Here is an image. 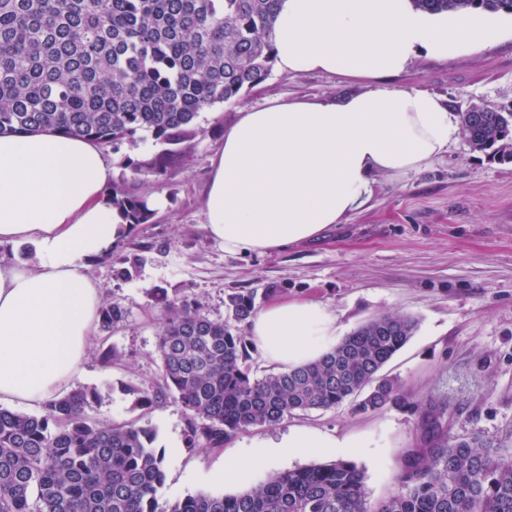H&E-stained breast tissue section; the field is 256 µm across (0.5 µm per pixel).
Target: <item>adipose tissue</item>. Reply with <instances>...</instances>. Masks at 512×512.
Returning <instances> with one entry per match:
<instances>
[{
  "mask_svg": "<svg viewBox=\"0 0 512 512\" xmlns=\"http://www.w3.org/2000/svg\"><path fill=\"white\" fill-rule=\"evenodd\" d=\"M491 14L450 19L410 0H281L273 46L282 73L299 69L377 81L335 99L242 109L211 156L206 227L230 255L313 239L370 202L378 176L402 177L447 152L461 129L448 102L389 86L421 52L441 58L495 39ZM112 168L87 140L50 132L0 136V244L30 243V262L0 268V402L29 409L68 393L82 370L102 302L88 274L126 237L112 206ZM274 369L315 361L336 344V316L316 300H286L250 320ZM366 438L292 428L229 456L214 479L302 454L368 447Z\"/></svg>",
  "mask_w": 512,
  "mask_h": 512,
  "instance_id": "ef3b65f1",
  "label": "adipose tissue"
}]
</instances>
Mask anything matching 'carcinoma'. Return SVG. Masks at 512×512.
Wrapping results in <instances>:
<instances>
[{
    "mask_svg": "<svg viewBox=\"0 0 512 512\" xmlns=\"http://www.w3.org/2000/svg\"><path fill=\"white\" fill-rule=\"evenodd\" d=\"M278 2L0 0V135L53 131L114 152L150 138L164 149L127 167L136 179L163 175L184 161L200 113L238 103L271 75ZM412 2L434 14H512V0ZM460 119L473 151L512 162L511 110ZM110 196L130 227L152 222L135 189L117 184ZM156 300L165 304L160 384L125 392L141 408L166 397L180 403L189 450L361 394L363 411L400 402L379 372L413 335L410 317H375L319 360L258 377L245 335L252 294L229 297L227 322L203 317L197 300ZM98 317L109 332L128 311L105 301ZM100 399L78 387L40 415L0 407V512H158L166 468L156 432L89 418ZM446 410L428 412L422 443L403 451L401 487L373 505L364 472L338 459L272 472L233 495H189L168 512H512V451L478 435L448 436Z\"/></svg>",
    "mask_w": 512,
    "mask_h": 512,
    "instance_id": "cac0c4a2",
    "label": "carcinoma"
}]
</instances>
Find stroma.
I'll list each match as a JSON object with an SVG mask.
<instances>
[{"label":"stroma","mask_w":512,"mask_h":512,"mask_svg":"<svg viewBox=\"0 0 512 512\" xmlns=\"http://www.w3.org/2000/svg\"><path fill=\"white\" fill-rule=\"evenodd\" d=\"M391 83L428 89L458 113L512 108V15H502L500 36L482 47L448 59L419 55ZM371 87L337 74L275 70L238 104L201 113L202 133L184 164L140 185L158 203L152 222L136 227L111 257L88 265L104 299L127 308L129 317L106 341L119 362L104 363L98 345H91L76 383L101 394L87 410L90 418L155 430L156 447L166 451L163 510L188 495H232L238 488L207 478L223 465V451L182 446L186 413L179 403L169 398L143 410L125 392L129 385L153 389L158 380L162 312L149 296L155 288L177 301L199 299L202 316L215 322L227 321L226 303L236 293L253 294L259 309L276 298L322 301L335 312L342 337L382 315L417 321L414 335L383 369L399 387L401 404L361 412L351 400L250 428L229 446L297 426L367 437L371 447L351 460L364 469L373 501L399 488L402 452L420 444L429 404H447L449 435L479 433L512 450V163L490 160L459 139L420 173L378 177L367 208L320 237L270 253L225 254L205 225L209 158L242 108ZM133 257L140 260L136 273L119 277L123 259Z\"/></svg>","instance_id":"stroma-1"}]
</instances>
